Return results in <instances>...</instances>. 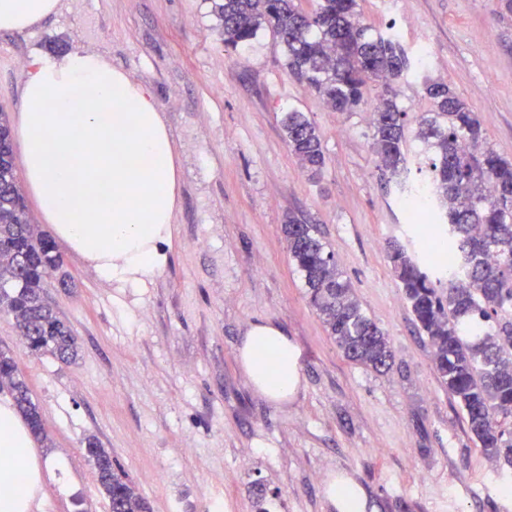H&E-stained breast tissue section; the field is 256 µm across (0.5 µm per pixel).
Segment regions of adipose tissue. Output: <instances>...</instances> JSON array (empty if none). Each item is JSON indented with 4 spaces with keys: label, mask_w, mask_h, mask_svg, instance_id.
<instances>
[{
    "label": "adipose tissue",
    "mask_w": 512,
    "mask_h": 512,
    "mask_svg": "<svg viewBox=\"0 0 512 512\" xmlns=\"http://www.w3.org/2000/svg\"><path fill=\"white\" fill-rule=\"evenodd\" d=\"M61 0H0V30L27 31ZM24 179L58 242L108 283L138 287L168 262L183 168L153 96L102 53L46 60L22 89ZM239 363L255 390L285 401L300 380L299 349L280 326L253 322ZM0 512H28L41 492L34 434L0 402Z\"/></svg>",
    "instance_id": "1"
}]
</instances>
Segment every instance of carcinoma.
<instances>
[{"label": "carcinoma", "mask_w": 512, "mask_h": 512, "mask_svg": "<svg viewBox=\"0 0 512 512\" xmlns=\"http://www.w3.org/2000/svg\"><path fill=\"white\" fill-rule=\"evenodd\" d=\"M224 50L253 46L261 31L282 46L285 67L334 112H355L373 90L379 105L372 151L380 177L398 179L403 208L420 203L428 239L420 252L390 242L389 259L402 298L432 348L434 369L463 411L471 438L489 462L512 467V160L485 146L481 123L442 81L421 76L431 115L414 136L395 101L396 84L423 71L411 62L394 29L363 22L357 0H212ZM286 143L300 167L320 175L321 135L304 113H285ZM416 165L423 180H400ZM283 232L312 306L344 357L366 369H390L389 337L360 304L312 224L288 218ZM63 266L55 246L32 223L16 174L11 128L0 111V311L10 313L24 346L71 364L78 357L70 323L48 298L51 276ZM43 433L41 414L18 372L0 349V392ZM88 461L110 512H150L130 475L94 441Z\"/></svg>", "instance_id": "1"}]
</instances>
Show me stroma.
I'll use <instances>...</instances> for the list:
<instances>
[{"mask_svg":"<svg viewBox=\"0 0 512 512\" xmlns=\"http://www.w3.org/2000/svg\"><path fill=\"white\" fill-rule=\"evenodd\" d=\"M211 0H66L33 30L0 32V111L45 58L105 52L141 82L178 136L185 179L164 270L141 288L102 282L58 246L66 285L49 297L73 327L76 363L19 345L0 313V346L18 363L51 447L41 512H106L85 455L95 437L134 479L151 512H333L331 479L360 486L366 512H512V472L485 461L441 384L388 258L413 245L394 183L372 152L370 95L332 112L261 34L228 52ZM363 21L394 28L425 72L475 112L490 148L512 159V12L504 0H358ZM305 114L325 155L303 172L281 120ZM316 225L338 270L389 336L388 373L348 361L311 306L283 226ZM273 321L301 352V383L275 403L249 383L238 347L250 323Z\"/></svg>","mask_w":512,"mask_h":512,"instance_id":"obj_1","label":"stroma"}]
</instances>
